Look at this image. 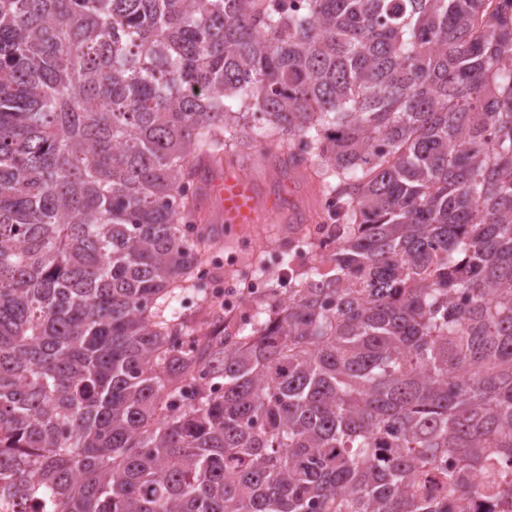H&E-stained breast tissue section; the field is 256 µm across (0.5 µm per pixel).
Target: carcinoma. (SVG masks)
Wrapping results in <instances>:
<instances>
[{
  "label": "carcinoma",
  "instance_id": "obj_1",
  "mask_svg": "<svg viewBox=\"0 0 512 512\" xmlns=\"http://www.w3.org/2000/svg\"><path fill=\"white\" fill-rule=\"evenodd\" d=\"M259 136L334 244L234 331ZM3 446L50 512H512V0H0ZM213 290L216 298L224 302V309L232 312L237 310L238 302L242 297L262 296L265 293V283L261 277L244 275L236 270Z\"/></svg>",
  "mask_w": 512,
  "mask_h": 512
}]
</instances>
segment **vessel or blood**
<instances>
[{
  "instance_id": "vessel-or-blood-1",
  "label": "vessel or blood",
  "mask_w": 512,
  "mask_h": 512,
  "mask_svg": "<svg viewBox=\"0 0 512 512\" xmlns=\"http://www.w3.org/2000/svg\"><path fill=\"white\" fill-rule=\"evenodd\" d=\"M207 193L216 204L215 221L228 228L261 224L271 215L279 216L285 224H303L308 220L294 196L261 198L252 177L232 162L225 166L221 176L210 181Z\"/></svg>"
}]
</instances>
